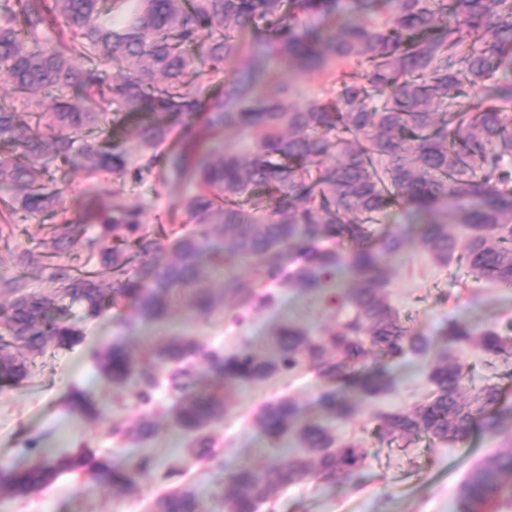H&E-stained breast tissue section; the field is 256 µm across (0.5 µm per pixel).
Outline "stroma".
<instances>
[{"instance_id":"1","label":"stroma","mask_w":512,"mask_h":512,"mask_svg":"<svg viewBox=\"0 0 512 512\" xmlns=\"http://www.w3.org/2000/svg\"><path fill=\"white\" fill-rule=\"evenodd\" d=\"M54 178L63 191L59 205L65 215L48 211L33 220L16 216L8 244L0 243V278L23 272L36 289H49L50 270L41 241L62 217L77 216L91 184L85 171L75 167L55 171ZM184 193L182 186L164 187L149 179L125 200L141 205L146 224L157 230L187 222V215L175 208ZM390 228L405 230L407 244L398 256L385 261L390 273L389 301L411 332L430 339V352L377 360V368L392 379V390L363 405L352 418L335 423L338 438L360 441L367 449L361 471L331 482L305 478L279 490L271 506L262 507L261 512H453L458 485L502 444L501 438L479 433L464 443L425 438L404 448L388 444L377 433L379 414L412 409L430 396L428 367L433 354L444 346L449 322H466L478 331L493 326L512 337V288L475 276L463 264L434 262L419 242L418 225L411 223L402 207H391L376 226L380 232ZM99 233L98 224H82L72 254L60 255L58 264L97 269L102 248ZM275 293L273 305L251 311L240 324L229 313L197 315L186 295L172 296L170 320L165 324L140 318L131 300L118 299L99 318L81 322L83 343L49 347L28 379L0 386V465L23 468L84 444L98 456L115 460L149 454L162 470L172 472L167 479L160 473L148 474L126 493L64 474L27 494L0 490V512H152L154 501L174 488L191 490L200 512H223L237 469L287 463L291 449L273 443L253 418L266 402L279 398L294 400L306 416H317L322 393L340 390L341 385L321 378L309 365L242 390L231 413L212 428L215 456L200 462L189 454L187 435L172 421L176 401L166 388L155 391L150 409H141L128 390L112 386L96 363L98 350L110 344L144 355L180 331L228 353L247 348L266 356L275 349L280 326L297 324L317 335L331 325L332 309L324 295L285 286ZM91 338L96 341L92 350L85 345ZM457 356L468 370L466 382L472 387L497 381L500 374L512 370V358L490 357L473 346L459 349ZM75 389L96 402L97 417H70L65 400ZM145 418L155 426L150 439L112 436L115 424L133 426Z\"/></svg>"}]
</instances>
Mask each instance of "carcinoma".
I'll return each instance as SVG.
<instances>
[{
	"mask_svg": "<svg viewBox=\"0 0 512 512\" xmlns=\"http://www.w3.org/2000/svg\"><path fill=\"white\" fill-rule=\"evenodd\" d=\"M387 12L353 20L340 16V0H0V76L10 101L0 102V183L23 191L20 209L36 216L58 201L45 178L49 166L82 165L92 177L104 240L96 272L54 269L46 294L20 278L0 281L13 295L0 330V381L18 383L50 345L79 343L72 321L99 317L117 293L139 314L162 322L171 294L196 288L203 259L222 274L224 299L238 315L270 305L260 282L286 283L302 292L333 290L336 270L350 266L353 285L331 296L335 323L319 336L288 324L276 332L267 357L248 349L226 353L176 333L148 355L109 346L99 369L117 387H134L148 406L166 371L178 407L174 424L195 434L190 453L210 458V428L231 411L236 392L303 362L328 381L347 379L373 357L427 352L428 340L411 333L388 299L382 260L401 252L404 236L388 232L369 246L374 223L400 205L420 218L421 243L437 263L458 259L477 275L512 285V0H391ZM192 47L204 52L193 53ZM274 58L288 78L267 87L263 60ZM237 64L231 81L224 63ZM209 65L203 69V65ZM317 72L324 96L299 107L300 79ZM118 104V119L148 114L135 157L101 145H77L100 126L104 109ZM183 125L180 142L163 149L166 120ZM236 141H226L228 132ZM189 191L176 204L189 219L173 224L172 257L148 260L160 241L143 221V208L122 201L127 189L149 178ZM112 197V208L103 200ZM454 224L461 230L448 231ZM79 223L55 225L51 255L71 247ZM224 239V251L214 246ZM305 263L284 276L285 249ZM258 266L259 278L237 267ZM202 314L223 307L197 293ZM448 350L429 366V400L409 411L378 416L377 432L390 443L424 437L443 443L468 439L473 429L496 435L512 429V403L498 384L470 393L467 373L452 352L475 345L494 357L512 356V338L490 327L481 332L451 321ZM224 378V389L199 384L194 359ZM391 386L383 374L327 393L322 415L307 418L290 399L262 406L254 422L273 441H296L302 452L286 465L240 468L224 512H255L275 493L314 475L331 480L359 472L367 450L339 440L330 423L378 398ZM68 410L99 413L72 391ZM150 456L126 461L84 449L62 451L27 468L0 467V487L32 492L60 475L128 490L156 470ZM512 503V438L474 467L458 486L455 512H486ZM155 512H198L192 491L175 489Z\"/></svg>",
	"mask_w": 512,
	"mask_h": 512,
	"instance_id": "cac0c4a2",
	"label": "carcinoma"
}]
</instances>
